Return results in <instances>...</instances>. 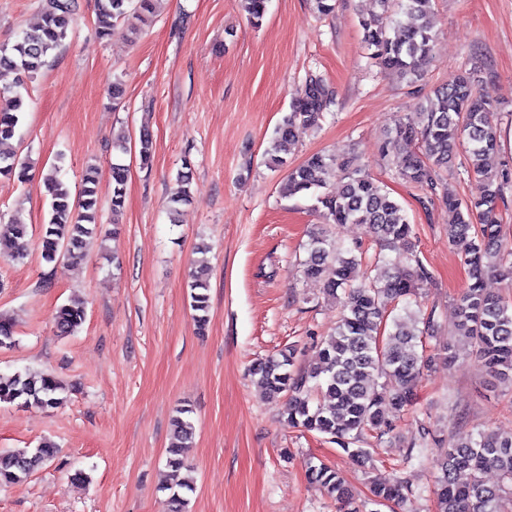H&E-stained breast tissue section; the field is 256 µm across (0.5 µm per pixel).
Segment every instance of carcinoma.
<instances>
[{
	"instance_id": "obj_1",
	"label": "carcinoma",
	"mask_w": 512,
	"mask_h": 512,
	"mask_svg": "<svg viewBox=\"0 0 512 512\" xmlns=\"http://www.w3.org/2000/svg\"><path fill=\"white\" fill-rule=\"evenodd\" d=\"M156 0H99L96 32L104 39L123 24L132 32L140 30L155 11ZM250 23L259 27L267 11V0H239ZM433 0H378L381 12L360 21L363 43L370 58L385 69L399 73L409 84L424 80L435 42L432 22ZM76 14V0H49L41 11V22L23 31L14 42L0 45V69L18 73V83L34 78L48 59L63 45ZM403 15L406 21L395 20ZM400 33L388 35L389 23ZM331 100V91L319 76H310L283 117L266 154L274 167L288 161L283 154L294 140L298 125L316 126ZM498 100L478 85L472 72L461 73L448 86L433 88L421 107L418 124L397 121L390 144L397 147L414 140L420 152L393 161L397 174L418 186L429 199L436 198L448 210V245L461 251L468 274L465 291L456 300L455 338L448 339L439 352L425 354V340L437 335L436 307L421 312L413 323L389 311L407 309L419 290L432 282V275L420 260L415 234L406 209L366 170L354 167L348 157L315 154L289 170L285 193L309 195L322 223L309 235L306 258L301 262L305 276L322 281L327 295L343 294L342 313L335 332L316 346V362L297 365V351L286 347L257 360L251 375L272 399L287 397L284 421L291 428H303L328 435L347 450L368 432L382 439L394 430V420L414 404L415 390L424 372L440 360L455 363L463 349H475L485 362L492 383L512 386V306L485 288L491 274L512 283V244L500 234L498 215L504 202L509 173L493 169L488 160L499 148L500 132L494 119ZM26 111L20 91L0 89V179L29 180L30 161L1 149L14 138ZM464 149L465 171L474 191L466 199L448 188V174L458 149ZM129 168L112 164V213L125 203ZM340 180L339 190L328 189L331 178ZM178 178L185 188L171 199L175 212L192 201L190 173ZM49 199L48 219L41 224L38 248L50 264L62 256L86 254L100 234L98 222V169L86 168L78 197L63 180L61 166L53 163L42 172ZM338 224H362L380 245L372 255L361 245L345 247L332 236ZM28 227L14 221L0 224V244L11 246L24 256ZM402 252L392 259L383 250ZM366 265L373 275L362 282L353 279L354 269ZM206 261L189 284L190 306L200 331L209 323V295ZM55 327L61 336L74 334L85 320V308L72 302L56 311ZM12 318L0 315V340L10 348L15 342ZM383 378L390 388L378 390ZM69 388L51 374L34 376L16 371L0 374V403L37 405L54 409L67 399ZM192 409L182 406L172 417V439L166 464L174 472L184 468L195 425ZM56 454L55 445L41 441L34 448H17L0 453V486L18 484L41 469ZM497 471L499 481L489 485L486 471ZM309 478L347 508L359 512L345 480L323 462L307 463ZM466 474L465 481L459 480ZM409 487L394 478L374 481L370 492L378 504L406 496ZM434 494L437 512H505L512 503V432L478 430L461 434L456 443L443 448L438 457Z\"/></svg>"
}]
</instances>
